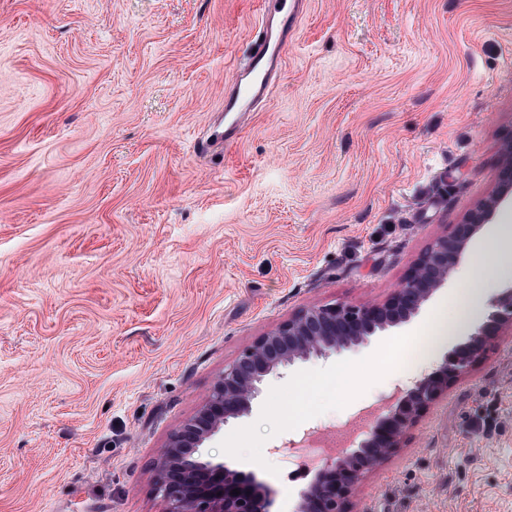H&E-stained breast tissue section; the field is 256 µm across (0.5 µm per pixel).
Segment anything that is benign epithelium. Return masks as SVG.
Masks as SVG:
<instances>
[{
	"instance_id": "1",
	"label": "benign epithelium",
	"mask_w": 512,
	"mask_h": 512,
	"mask_svg": "<svg viewBox=\"0 0 512 512\" xmlns=\"http://www.w3.org/2000/svg\"><path fill=\"white\" fill-rule=\"evenodd\" d=\"M512 197V143L505 146L495 193L449 234L437 237L382 302L308 306L256 338L213 385L202 407L159 449L156 494L165 512H271L274 498L251 473L231 470L203 457V443L230 421L253 409L266 378L286 367L366 345L379 333L410 322L459 265L463 254L496 209ZM492 311L468 341L456 346L440 367L405 393H396L372 413L357 448L324 459L295 512H349L366 472L397 454L406 433L448 389L471 372L486 348L512 335V287L491 303ZM237 489L240 494L233 495Z\"/></svg>"
}]
</instances>
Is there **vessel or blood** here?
<instances>
[{"mask_svg": "<svg viewBox=\"0 0 512 512\" xmlns=\"http://www.w3.org/2000/svg\"><path fill=\"white\" fill-rule=\"evenodd\" d=\"M303 14L304 0H262L261 33L249 62L224 89V110L237 114L238 119L229 127H214L210 137L198 143L199 152L237 141L243 131V117L265 100L273 86Z\"/></svg>", "mask_w": 512, "mask_h": 512, "instance_id": "1", "label": "vessel or blood"}]
</instances>
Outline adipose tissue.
Segmentation results:
<instances>
[{
    "label": "adipose tissue",
    "instance_id": "1",
    "mask_svg": "<svg viewBox=\"0 0 512 512\" xmlns=\"http://www.w3.org/2000/svg\"><path fill=\"white\" fill-rule=\"evenodd\" d=\"M512 270V223L497 225L495 233L484 241L475 258L470 259L466 274L467 286L458 296L453 315L440 314L425 329V349L419 359L420 367H429L435 348L464 330L483 306L490 284Z\"/></svg>",
    "mask_w": 512,
    "mask_h": 512
}]
</instances>
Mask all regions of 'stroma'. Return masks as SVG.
<instances>
[{
	"label": "stroma",
	"mask_w": 512,
	"mask_h": 512,
	"mask_svg": "<svg viewBox=\"0 0 512 512\" xmlns=\"http://www.w3.org/2000/svg\"><path fill=\"white\" fill-rule=\"evenodd\" d=\"M260 0H0V512H163L159 448L301 308L383 300L499 181L512 0H306L233 145L195 149ZM270 377L205 456L277 512L284 450L423 378L387 337ZM354 512H512V335L371 469ZM401 346L402 338H393L382 346L373 360L377 373L386 374L389 371L392 362L399 355Z\"/></svg>",
	"instance_id": "35a3bbf8"
}]
</instances>
